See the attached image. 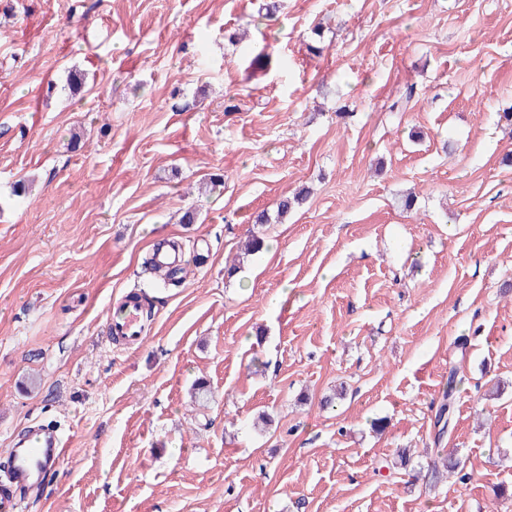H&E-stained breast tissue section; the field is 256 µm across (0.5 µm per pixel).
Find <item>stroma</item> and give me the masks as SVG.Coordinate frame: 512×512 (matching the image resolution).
I'll list each match as a JSON object with an SVG mask.
<instances>
[{
    "instance_id": "35a3bbf8",
    "label": "stroma",
    "mask_w": 512,
    "mask_h": 512,
    "mask_svg": "<svg viewBox=\"0 0 512 512\" xmlns=\"http://www.w3.org/2000/svg\"><path fill=\"white\" fill-rule=\"evenodd\" d=\"M76 2L0 0V456L67 448L18 512H512V0ZM139 320L138 310L130 304L118 320L108 325V329L114 334L124 335L129 342H141L145 336H142ZM457 377V370L455 368L450 369L448 372V380L446 382L445 390L443 392V403L436 415L437 423L444 421L442 429H444L446 424H448L452 414L455 394L459 383Z\"/></svg>"
}]
</instances>
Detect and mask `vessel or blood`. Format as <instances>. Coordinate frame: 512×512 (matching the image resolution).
<instances>
[{
    "label": "vessel or blood",
    "instance_id": "obj_1",
    "mask_svg": "<svg viewBox=\"0 0 512 512\" xmlns=\"http://www.w3.org/2000/svg\"><path fill=\"white\" fill-rule=\"evenodd\" d=\"M139 320L138 310L130 305L109 329L127 341L139 342L143 339ZM65 454V443L57 431L38 429L20 436L5 465L0 466V512H14L18 495L37 489L45 473Z\"/></svg>",
    "mask_w": 512,
    "mask_h": 512
}]
</instances>
